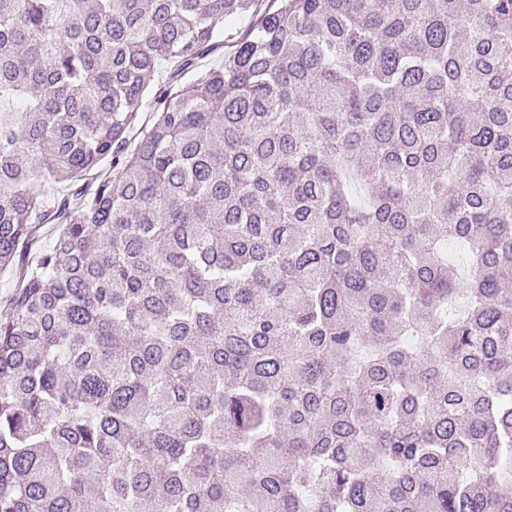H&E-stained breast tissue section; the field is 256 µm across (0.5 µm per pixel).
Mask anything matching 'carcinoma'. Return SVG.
Wrapping results in <instances>:
<instances>
[{"label":"carcinoma","instance_id":"cac0c4a2","mask_svg":"<svg viewBox=\"0 0 512 512\" xmlns=\"http://www.w3.org/2000/svg\"><path fill=\"white\" fill-rule=\"evenodd\" d=\"M6 271L0 512H512V0H0Z\"/></svg>","mask_w":512,"mask_h":512}]
</instances>
